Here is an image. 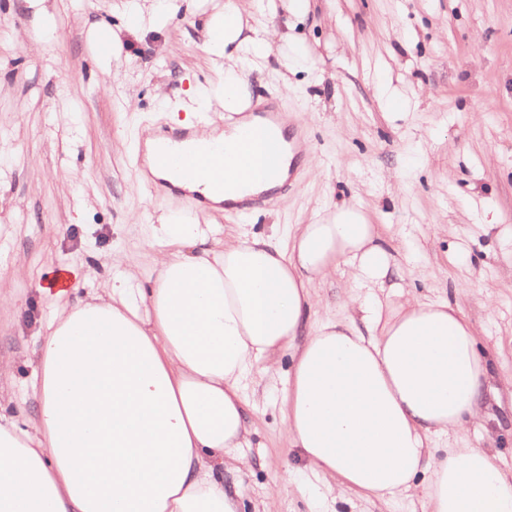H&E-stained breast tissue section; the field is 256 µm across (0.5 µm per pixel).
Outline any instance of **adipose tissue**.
I'll return each mask as SVG.
<instances>
[{
  "instance_id": "obj_1",
  "label": "adipose tissue",
  "mask_w": 512,
  "mask_h": 512,
  "mask_svg": "<svg viewBox=\"0 0 512 512\" xmlns=\"http://www.w3.org/2000/svg\"><path fill=\"white\" fill-rule=\"evenodd\" d=\"M260 0H226L209 24L206 51L223 59L217 82L197 86L192 118L212 97L237 113L209 141H235L248 124V78L272 51ZM255 144L224 168L223 184H189L210 202L235 204L242 179L253 192L288 176L255 160ZM157 249L152 288L126 267L87 298L70 301L97 266L59 273L45 293L54 315L40 337L32 381L37 400L26 424L6 414L16 401L0 387V512H238L224 485L250 426L243 387L256 363L283 348L292 369L283 394L284 426L339 490L409 496L418 474L426 512H512V469L479 448L437 439L481 420L491 365L477 331L447 300L403 298L387 283L394 257L376 225L353 205L300 224L288 249L246 233L228 239L191 212L148 216ZM352 270L348 303L359 320L308 328L312 290L339 264ZM389 289L397 302L382 303Z\"/></svg>"
}]
</instances>
